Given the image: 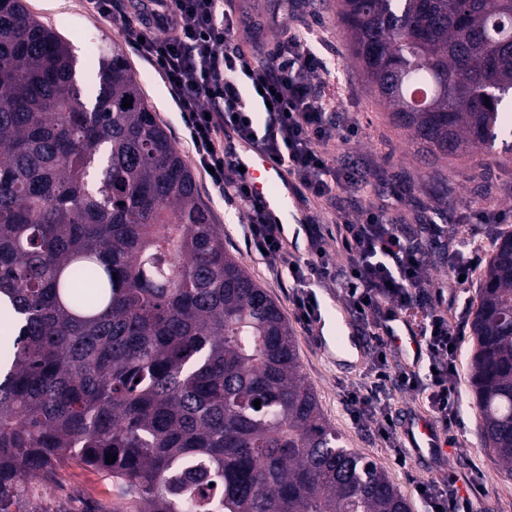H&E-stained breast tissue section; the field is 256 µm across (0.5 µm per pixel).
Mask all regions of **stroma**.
Masks as SVG:
<instances>
[{
  "label": "stroma",
  "instance_id": "obj_1",
  "mask_svg": "<svg viewBox=\"0 0 512 512\" xmlns=\"http://www.w3.org/2000/svg\"><path fill=\"white\" fill-rule=\"evenodd\" d=\"M29 10L53 27L72 46L84 89H91L95 76L88 61L89 49L106 58L113 45L123 46L148 102L188 164L199 197L210 210L224 234V246L237 256L262 287L267 288L281 307L295 337L301 371L314 388L328 422L341 431L352 448L382 468L410 505L411 512H425L418 486L431 479L468 476L477 512H512V475L489 459L479 429L480 410L466 382L468 340H461L463 356L457 363L455 385L459 392V423L447 432V452L443 459L406 467L394 462L393 449L385 447L372 425L355 421L345 395L358 383L364 364H336L321 350L315 331L297 321L289 295L290 277L275 280L265 260L244 234L245 212L238 204L225 201L205 177L193 152L184 123L175 109L159 74L139 54L125 44L121 21L101 19L88 0H25ZM234 11L245 18L261 16L267 21L262 40L274 44L289 27L309 26L322 43V52L336 67L325 79V91L335 105L351 113L360 125L356 138L340 144L339 155L361 168L367 178L366 202L388 205L392 216L404 226L441 224L445 233L429 255V275L446 295L455 299L448 308L451 323H468L473 282L457 284L444 262L454 240L476 232L473 224L458 223V215L474 206L512 209V161L499 164L478 154L469 161L450 163L444 175L447 195H440L428 169L412 156L405 135L391 126L385 110L366 92L359 67L349 49L340 17L339 0H232ZM412 194H405L406 186ZM56 512H110L122 491L105 471L70 461L58 470L54 486Z\"/></svg>",
  "mask_w": 512,
  "mask_h": 512
}]
</instances>
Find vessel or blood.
<instances>
[{"label": "vessel or blood", "mask_w": 512, "mask_h": 512, "mask_svg": "<svg viewBox=\"0 0 512 512\" xmlns=\"http://www.w3.org/2000/svg\"><path fill=\"white\" fill-rule=\"evenodd\" d=\"M236 157L238 165L244 168V182L262 206L266 219L273 224L288 221L289 231L296 235L303 233L309 217L291 211L289 201L293 196V182L284 167L250 142L242 143ZM390 328L398 340L405 363L419 366L422 362L421 338L411 317L399 315ZM400 433L404 447L410 449L414 459L432 460L444 451L445 439L424 414L409 415L402 423Z\"/></svg>", "instance_id": "b4317fda"}]
</instances>
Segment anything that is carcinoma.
<instances>
[{"label":"carcinoma","mask_w":512,"mask_h":512,"mask_svg":"<svg viewBox=\"0 0 512 512\" xmlns=\"http://www.w3.org/2000/svg\"><path fill=\"white\" fill-rule=\"evenodd\" d=\"M340 15L419 154L493 152L512 127V0H341ZM96 83L86 96L70 44L0 0V512H40L27 478L72 460L122 487L112 512H409L325 420L288 320L224 250L120 47ZM491 232L467 381L512 472V232Z\"/></svg>","instance_id":"obj_1"}]
</instances>
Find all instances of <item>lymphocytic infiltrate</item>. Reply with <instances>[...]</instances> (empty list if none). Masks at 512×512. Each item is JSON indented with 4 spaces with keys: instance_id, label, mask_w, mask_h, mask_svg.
Here are the masks:
<instances>
[{
    "instance_id": "obj_1",
    "label": "lymphocytic infiltrate",
    "mask_w": 512,
    "mask_h": 512,
    "mask_svg": "<svg viewBox=\"0 0 512 512\" xmlns=\"http://www.w3.org/2000/svg\"><path fill=\"white\" fill-rule=\"evenodd\" d=\"M103 19L121 16L125 38L165 81L171 98L193 137L201 168L210 169L212 185L228 201L248 212L244 230L265 253L273 276L290 270L295 315L305 326L320 318L315 283L333 279L339 296L362 325L373 346L370 380L348 392L355 419L375 420L376 434L388 447L398 442V418L390 392L400 388L425 398L434 422L449 428L458 420L456 371L460 327L442 309V289L428 276L425 251L405 234L387 207L357 208L337 213L336 250L322 246L319 225L306 227L314 258L299 265L281 240V227L269 223L241 178L235 177L234 152L225 135L257 144L279 159L298 185L316 199L353 194L362 184L357 167L337 161L330 151L355 138L358 125L327 98L320 76L330 64L306 28L290 30L268 47L255 41L263 21L245 26L226 11L223 0H91ZM252 43L246 57L239 40ZM341 264H334V257ZM428 308L419 367L392 371L389 321L412 306ZM427 512H474L469 495L455 480L425 484Z\"/></svg>"
}]
</instances>
